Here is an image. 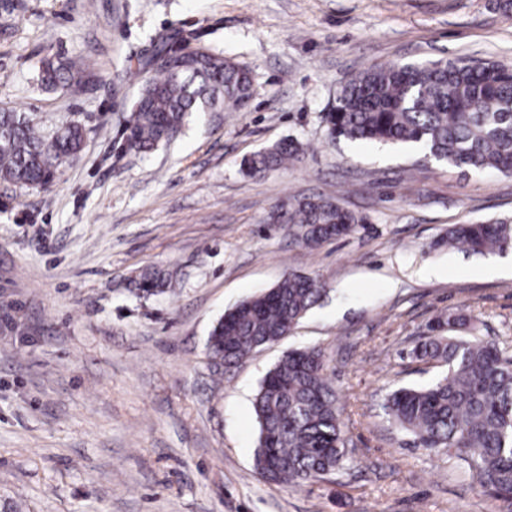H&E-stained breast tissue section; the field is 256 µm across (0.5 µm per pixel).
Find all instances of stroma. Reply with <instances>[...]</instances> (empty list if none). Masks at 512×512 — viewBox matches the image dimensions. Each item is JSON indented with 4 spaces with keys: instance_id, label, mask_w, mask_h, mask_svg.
I'll list each match as a JSON object with an SVG mask.
<instances>
[{
    "instance_id": "1",
    "label": "stroma",
    "mask_w": 512,
    "mask_h": 512,
    "mask_svg": "<svg viewBox=\"0 0 512 512\" xmlns=\"http://www.w3.org/2000/svg\"><path fill=\"white\" fill-rule=\"evenodd\" d=\"M500 0H0V112L46 130L80 119L81 152L48 189L0 181V512H499L457 458L418 448L382 408L426 385L408 355L440 314L512 352V273L449 249L452 225L512 216V177L465 176L405 146L329 143L325 117L353 70L439 59L512 63ZM250 71L248 106L192 117L146 153L122 117L161 45ZM82 57L86 82L42 87L46 61ZM292 139L265 176L242 162ZM363 216L309 246L281 200ZM148 269L162 292L137 286ZM326 291L281 341L214 383L211 325L288 273ZM318 347L348 455L282 488L254 469L253 399L290 349Z\"/></svg>"
}]
</instances>
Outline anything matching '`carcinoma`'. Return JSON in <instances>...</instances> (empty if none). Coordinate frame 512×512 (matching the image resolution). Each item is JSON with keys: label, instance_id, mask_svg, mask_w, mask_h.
<instances>
[{"label": "carcinoma", "instance_id": "cac0c4a2", "mask_svg": "<svg viewBox=\"0 0 512 512\" xmlns=\"http://www.w3.org/2000/svg\"><path fill=\"white\" fill-rule=\"evenodd\" d=\"M152 74L124 117L126 150L146 152L170 141L194 114L237 110L251 98L249 73L196 49H160ZM82 69L48 63L46 86L80 79ZM326 116L329 141H379L410 145L423 158L464 173L512 176V64L436 60L393 63L353 71ZM84 126L73 121L51 135L26 112H0V180L49 187L58 169L83 146ZM300 147L283 142L244 160L247 175L260 176L297 158ZM285 224H298L312 245L351 234L364 218L331 200L277 204ZM448 247L473 253L512 248V220L455 224ZM165 286L147 270L139 287ZM325 288L316 278L290 274L273 290L246 299L221 316L207 339L215 369L277 342L295 328ZM445 367L425 386H402L384 403L389 421L414 443L462 460L481 487L512 512V354L471 334L466 316L440 317L432 334L411 350ZM259 424L254 466L260 479L291 487L338 469L347 456L335 390L322 350H289L263 378L255 395Z\"/></svg>", "mask_w": 512, "mask_h": 512}]
</instances>
